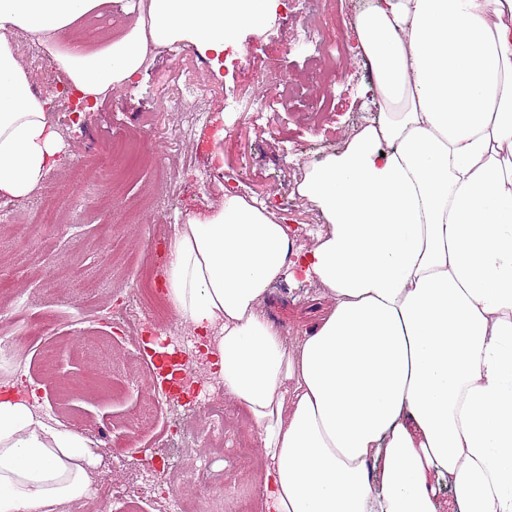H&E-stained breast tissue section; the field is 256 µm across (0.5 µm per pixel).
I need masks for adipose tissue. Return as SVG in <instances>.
<instances>
[{
	"label": "adipose tissue",
	"instance_id": "ef3b65f1",
	"mask_svg": "<svg viewBox=\"0 0 512 512\" xmlns=\"http://www.w3.org/2000/svg\"><path fill=\"white\" fill-rule=\"evenodd\" d=\"M106 2L0 0L1 199L42 187L61 147L16 31L90 112L154 50L221 61L283 0H146L101 46L72 40ZM355 32L383 105L296 185L323 231L297 251L274 213L225 192L174 225L163 298L248 412L267 512H512V0H369ZM297 276L328 309L291 343L263 303ZM98 462L0 397V512H65Z\"/></svg>",
	"mask_w": 512,
	"mask_h": 512
}]
</instances>
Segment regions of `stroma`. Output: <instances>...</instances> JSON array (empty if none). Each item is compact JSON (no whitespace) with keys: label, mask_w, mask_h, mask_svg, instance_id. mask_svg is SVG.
Returning a JSON list of instances; mask_svg holds the SVG:
<instances>
[{"label":"stroma","mask_w":512,"mask_h":512,"mask_svg":"<svg viewBox=\"0 0 512 512\" xmlns=\"http://www.w3.org/2000/svg\"><path fill=\"white\" fill-rule=\"evenodd\" d=\"M358 0H292L280 9L263 33L248 29L236 34L238 48L248 49L245 63L226 59L215 81L201 86L206 106L226 119L229 133L210 136L203 128L194 135L175 130L177 118L156 109L160 96L181 94L185 83L206 73L210 59L189 45L156 51L148 69L127 88L110 94L95 111L77 117L68 101L55 97L65 84L64 74L47 58L19 49L32 73L34 87L52 95L50 115L64 143L63 158L48 174L42 188L21 201L0 200V283L16 299L1 315L17 338L13 352L0 354V391L12 387L36 395L44 415L64 412L71 430L101 435L102 465H115V481L142 469H153L137 494L142 512H158L153 488L159 477L181 469L195 474L183 486L188 497L203 507L232 508L244 487L227 481L226 473L241 464L235 439L223 455H210L205 444L191 446L181 434L160 436L143 423L152 387L167 394L159 406L160 426L185 424L195 430L204 415L196 400L186 397L181 384L168 379L167 368L151 364L149 382L136 370L134 348L115 337L107 320H92L85 311L83 284L96 289L97 307L113 299L132 301L141 267L154 274L164 268L173 226L191 214H204L224 202V191L239 187L252 195H269L281 207L285 224L319 231L322 220L312 203L294 192L301 162L311 164L338 151L354 127L375 119L381 99L357 67L336 74L323 96L300 91L288 105L266 112L255 110L259 94L252 77L275 66L290 84L300 86L309 70L310 49L298 46L296 29L304 14H314L323 37L353 42L350 25ZM347 18L339 20L337 9ZM233 97L238 110L225 115L224 100ZM140 128L137 151L148 160L134 176L124 174V145L132 128ZM111 169V181L95 187L67 180L77 168ZM50 197L63 198L61 224L35 230V214ZM327 303L315 288L294 282H275L266 297L268 318L289 341L314 327ZM42 321V336L56 349L52 370H44L36 350L39 337L29 326Z\"/></svg>","instance_id":"stroma-1"}]
</instances>
